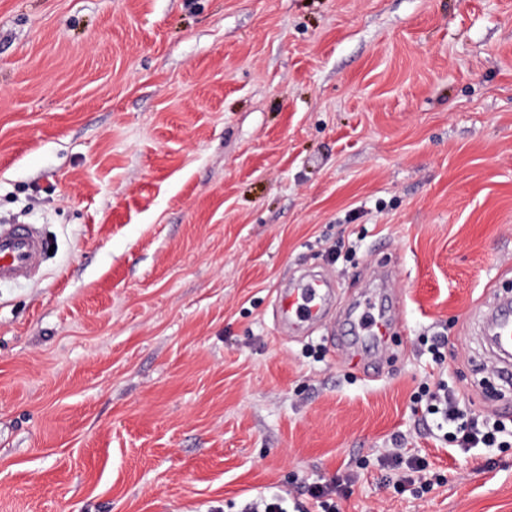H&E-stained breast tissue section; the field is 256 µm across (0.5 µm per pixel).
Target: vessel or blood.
Returning <instances> with one entry per match:
<instances>
[{"label":"vessel or blood","instance_id":"b4317fda","mask_svg":"<svg viewBox=\"0 0 512 512\" xmlns=\"http://www.w3.org/2000/svg\"><path fill=\"white\" fill-rule=\"evenodd\" d=\"M45 251L44 241L29 224H14L0 230V282L30 278L39 268ZM334 285L326 279L299 280L279 298V327L291 333L305 323L324 321L330 313ZM348 332L355 342L380 347L391 328L393 317L385 300L366 293L364 307H352L346 315ZM491 343L502 365L504 381H512V313L491 318Z\"/></svg>","mask_w":512,"mask_h":512}]
</instances>
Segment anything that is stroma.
Here are the masks:
<instances>
[{
	"mask_svg": "<svg viewBox=\"0 0 512 512\" xmlns=\"http://www.w3.org/2000/svg\"><path fill=\"white\" fill-rule=\"evenodd\" d=\"M3 224L54 251L0 283V512H512L476 318L512 291V0H0ZM385 268L372 379L333 338ZM318 272L329 317L280 335ZM440 383L503 444L453 447ZM423 396L427 397V410L430 414L442 413L448 418V422H455L460 417L455 395L450 389L443 387L431 392L429 388L423 387L419 396L420 402ZM399 449H389L381 462L396 477L395 486L403 488L406 485L415 484L416 479L413 474L423 471L426 468V464L421 458H404L400 452H397Z\"/></svg>",
	"mask_w": 512,
	"mask_h": 512,
	"instance_id": "stroma-1",
	"label": "stroma"
}]
</instances>
